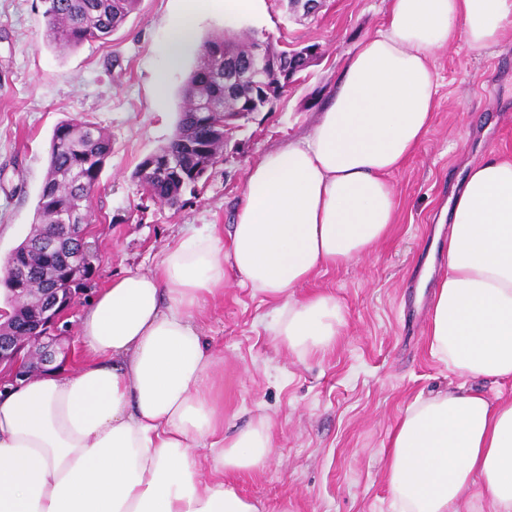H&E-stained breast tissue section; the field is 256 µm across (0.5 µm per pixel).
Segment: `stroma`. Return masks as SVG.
<instances>
[{
	"label": "stroma",
	"instance_id": "obj_1",
	"mask_svg": "<svg viewBox=\"0 0 512 512\" xmlns=\"http://www.w3.org/2000/svg\"><path fill=\"white\" fill-rule=\"evenodd\" d=\"M388 0H323L311 15L266 0L241 17L234 36L277 48L310 44L320 54L272 111L240 120L214 167L183 207L147 199L135 176L142 159L172 137L189 72L202 42L227 30L224 9L193 0H140L106 39L61 53L44 41L42 0H0V256L27 236L60 121L95 123L112 154L89 203L98 245L96 271L79 296L62 341L71 364L85 355L77 326L88 300L126 271L149 272L188 227L232 224L251 166L306 134L328 101L346 55L382 23ZM195 34L177 67L165 65L166 26L180 9ZM439 97L431 130L390 180L398 199L390 237L364 259L299 288L335 296L342 323L335 344L300 357L271 336V305L226 272L224 292L200 320L224 381V423L260 416L272 424L273 451L235 488L261 512H394L383 461L400 413L460 377L433 358L427 314L443 276L438 226L469 163L490 151L512 155V38L475 55L465 35L432 57Z\"/></svg>",
	"mask_w": 512,
	"mask_h": 512
}]
</instances>
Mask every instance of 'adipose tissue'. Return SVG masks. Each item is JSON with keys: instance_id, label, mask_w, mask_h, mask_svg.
Instances as JSON below:
<instances>
[{"instance_id": "adipose-tissue-1", "label": "adipose tissue", "mask_w": 512, "mask_h": 512, "mask_svg": "<svg viewBox=\"0 0 512 512\" xmlns=\"http://www.w3.org/2000/svg\"><path fill=\"white\" fill-rule=\"evenodd\" d=\"M511 28L512 0H391L311 130L249 169L230 231L189 229L154 271L114 278L83 311L78 366L0 391V512H259L233 481L264 465L271 423L225 429L199 314L229 269L274 302L271 333L286 350L330 347L335 297L297 288L390 234L389 177L437 104L434 52L462 33L480 54ZM445 267L427 341L464 382L405 409L385 479L398 512H460L478 483L494 512H512V396L466 386L512 383V160L470 166L452 197Z\"/></svg>"}]
</instances>
